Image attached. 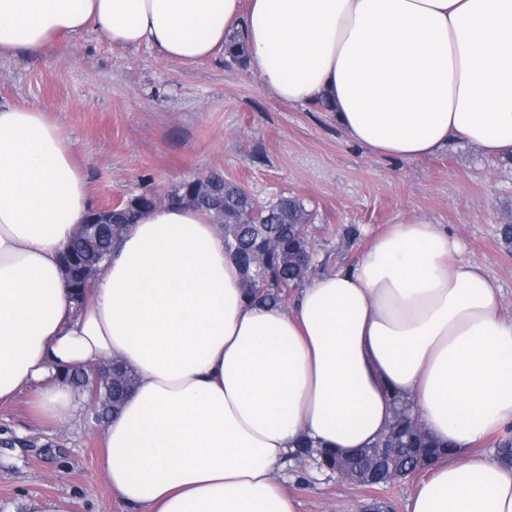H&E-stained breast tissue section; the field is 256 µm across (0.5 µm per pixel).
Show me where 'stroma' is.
<instances>
[{
  "label": "stroma",
  "mask_w": 512,
  "mask_h": 512,
  "mask_svg": "<svg viewBox=\"0 0 512 512\" xmlns=\"http://www.w3.org/2000/svg\"><path fill=\"white\" fill-rule=\"evenodd\" d=\"M0 103L44 109L59 123L97 208L214 172L262 203L303 200L321 270L351 261L408 216L432 218L496 279L500 313L512 317V243L500 232L512 220V158L455 143L413 162L374 157L330 113L268 93L250 60L184 67L146 47L113 48L91 30L49 55L1 57ZM102 448L88 409L48 426L25 398L0 408V512H33L46 497L67 499L69 512H127L106 481ZM278 479L298 512H355L374 497L405 512L415 486L365 488L288 465Z\"/></svg>",
  "instance_id": "35a3bbf8"
}]
</instances>
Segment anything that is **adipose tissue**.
Here are the masks:
<instances>
[{
	"label": "adipose tissue",
	"instance_id": "ef3b65f1",
	"mask_svg": "<svg viewBox=\"0 0 512 512\" xmlns=\"http://www.w3.org/2000/svg\"><path fill=\"white\" fill-rule=\"evenodd\" d=\"M235 28L269 93L329 101L370 155L512 156V0H0V57L92 30L192 66ZM92 211L60 126L0 104V407L23 396L51 424L83 401L69 372L133 369L102 430L130 512H297L276 474L298 440L370 447L395 394L452 448L406 512H512V468L478 449L512 425V320L446 227L391 225L271 307L246 297L211 215L170 202L137 214L79 301L61 257Z\"/></svg>",
	"mask_w": 512,
	"mask_h": 512
}]
</instances>
